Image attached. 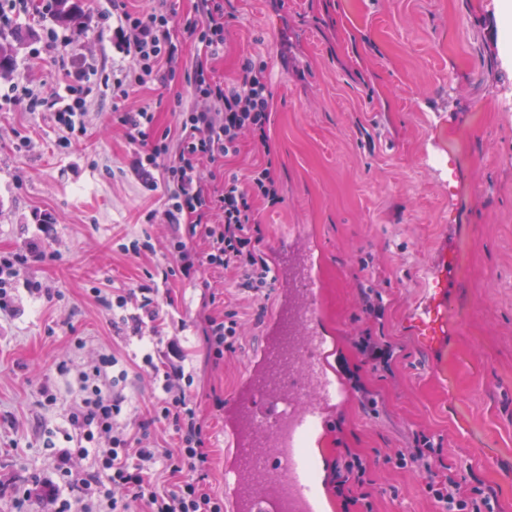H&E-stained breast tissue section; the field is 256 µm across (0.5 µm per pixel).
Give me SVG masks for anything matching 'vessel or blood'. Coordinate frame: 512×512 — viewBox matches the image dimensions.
Listing matches in <instances>:
<instances>
[{
	"instance_id": "1",
	"label": "vessel or blood",
	"mask_w": 512,
	"mask_h": 512,
	"mask_svg": "<svg viewBox=\"0 0 512 512\" xmlns=\"http://www.w3.org/2000/svg\"><path fill=\"white\" fill-rule=\"evenodd\" d=\"M316 260L288 272V296L265 324L267 341L224 402V498L229 512H323L309 449L340 405L315 304Z\"/></svg>"
}]
</instances>
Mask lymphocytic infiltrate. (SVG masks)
I'll return each mask as SVG.
<instances>
[{
  "label": "lymphocytic infiltrate",
  "instance_id": "1",
  "mask_svg": "<svg viewBox=\"0 0 512 512\" xmlns=\"http://www.w3.org/2000/svg\"><path fill=\"white\" fill-rule=\"evenodd\" d=\"M124 23V51L136 67L134 79H117L116 97L156 79L175 76L177 45L171 25L170 0H155L149 10L128 9L126 0H112ZM201 24L197 35L200 50L194 61L196 76L194 106L182 113L174 132H163L161 146L135 158L133 170L151 178L162 169L168 187L164 215L173 229L170 260L147 273L145 279L121 293L97 294L100 304L126 308L135 303L131 332L146 348L141 368L158 389L146 417L126 422L128 405L121 384L128 377L116 356L101 353L78 370L84 397L68 410L75 445L59 451L55 477L17 490V507L37 498L55 503L54 512H223L224 500L214 493L207 478L212 466L205 446L204 425L187 392L193 383L185 370V354L162 329L160 282L173 273L194 279L203 269L231 276L238 296L259 302L268 299L277 280L274 267L259 248L258 204L282 203L272 157H265L245 174L224 175L221 193H214L201 176L203 163H218L236 154L244 138L268 146L272 93L266 70L244 59L241 73L231 81L215 77V62L226 43L227 24L218 0H196ZM84 61L70 60L64 68L70 103L54 108L53 118L67 133L83 126ZM167 165H159L160 156ZM244 324L237 308L225 310L223 318L202 319L208 353L214 359L235 351ZM117 375H110V368ZM164 426L176 445L164 448L154 443L156 426ZM90 467H82L83 459ZM396 468L413 469L425 476L424 489L437 512H494L495 495L490 490L466 491L456 469L448 468L440 446L424 439L422 446L394 453ZM368 464L361 455L345 452L334 468L333 489L345 503L372 512L366 489ZM68 498H60V489Z\"/></svg>",
  "mask_w": 512,
  "mask_h": 512
}]
</instances>
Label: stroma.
<instances>
[{"instance_id":"1","label":"stroma","mask_w":512,"mask_h":512,"mask_svg":"<svg viewBox=\"0 0 512 512\" xmlns=\"http://www.w3.org/2000/svg\"><path fill=\"white\" fill-rule=\"evenodd\" d=\"M228 39L218 77L235 78L243 58L266 67L273 95L269 144L283 201L260 208L263 250L291 240L319 255L322 329L329 366L349 399L327 440L325 512H345L333 491L345 450L371 461L374 512H435L417 473L385 463L417 435L442 442L466 489L492 488L495 512H512V23L499 0H223ZM179 61L174 81H154L114 101L112 85L132 63L116 31L112 0H83L86 32L74 39L52 10L32 9L0 27L22 36L9 84L51 102L64 94L62 63L85 60V132L62 144L48 108L28 112L0 98V253L29 244L44 251L21 278L15 311L0 314V512H15L14 490L52 476L68 445V407L82 395L75 372L102 349L142 355L118 312L94 289L130 287L169 260L165 184L150 187L130 166L137 144L119 112L150 108L158 130L175 127L190 103L197 44L186 31L193 0H174ZM61 40L48 52V30ZM29 139L17 146L18 135ZM152 250L133 258V241ZM207 287L170 277L162 302L167 335L179 337L194 381L189 392L214 458L212 489L224 492V399L244 380L264 341L249 320L235 352L209 356L196 326L200 309L224 314L235 299L223 273ZM382 297L379 317L363 313L360 291ZM216 301L203 303L205 292ZM455 317L434 372L413 326L417 309ZM185 329H178V321ZM395 349L391 372L363 366L354 342L364 332ZM70 361L60 374L56 365ZM359 370L375 407L349 376ZM59 393L42 405L40 387Z\"/></svg>"}]
</instances>
